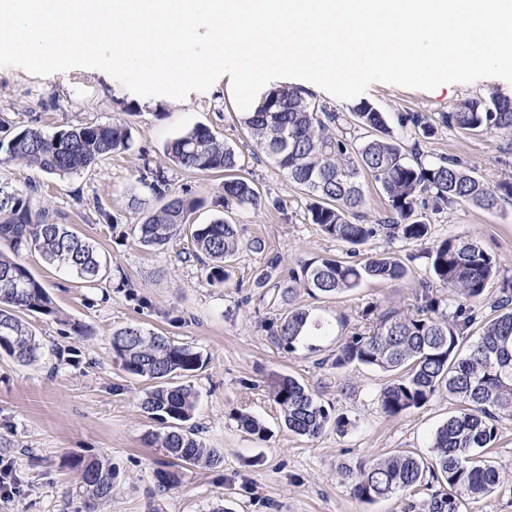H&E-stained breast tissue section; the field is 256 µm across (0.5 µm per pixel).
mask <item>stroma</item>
Instances as JSON below:
<instances>
[{"label":"stroma","instance_id":"obj_1","mask_svg":"<svg viewBox=\"0 0 512 512\" xmlns=\"http://www.w3.org/2000/svg\"><path fill=\"white\" fill-rule=\"evenodd\" d=\"M491 95L512 99V83L485 78L429 92L375 83L361 100L384 113L404 147L420 146L429 161L458 159L494 187L512 183V134H463L439 122L462 100ZM416 112L437 120L432 137L412 126L409 117ZM0 117L11 127L48 135L78 122L121 121L132 132L129 149L65 178L0 160V184L18 190L31 182L44 186L41 206L92 242L106 265L101 280L88 286L48 266L40 253L22 254L60 317L28 318L43 345L38 362L0 355V469L8 468L16 487L13 495L0 496V512H84L74 467L80 459H103L112 467V495L98 502L96 512H427L423 491L360 500L340 470L401 451L431 457L436 429L460 410V402L442 392L426 406L389 417L377 401L387 374L358 365L335 369L328 359L348 336L367 327L364 313L371 306L413 310L429 272L428 246L449 237L475 238L496 258L499 272L486 290L488 300L475 307L478 315L489 314V300L512 282V205L487 210L458 202L428 212L429 243L391 242L379 235L353 250L311 223L310 197L246 137L223 84L182 102L149 105L100 69L37 76L0 67ZM197 124L235 149L262 193L261 206H222L218 178L183 170L165 157L167 142ZM148 166L164 168L171 193L203 200L194 223L227 218L243 241L263 240L264 251L241 250L229 263L227 282L217 286L206 279L202 261L185 259L186 234L160 248L139 244L131 230L140 220L133 202L149 197L141 181ZM349 252L360 260L395 253L409 273L334 297L298 289L294 305L309 309L327 331L295 351L279 348L273 325L284 311L280 290L290 272L315 258ZM273 258L278 268L265 287H257V276ZM73 321L85 324L88 336L74 335ZM130 324L194 347L206 358L186 379L198 394L192 422L207 447L223 451L224 460L179 470L178 484L166 490L155 472L168 458L150 437L167 425L143 412L147 382L127 374L113 355V331ZM274 372L295 377L333 414L345 417V430L330 426L312 439L288 431L268 386ZM246 413L263 422L267 438L242 429L239 417ZM488 457L498 484L479 498L464 499L460 512H512V420L499 423L497 446Z\"/></svg>","mask_w":512,"mask_h":512}]
</instances>
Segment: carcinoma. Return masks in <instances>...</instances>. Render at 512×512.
<instances>
[{
    "mask_svg": "<svg viewBox=\"0 0 512 512\" xmlns=\"http://www.w3.org/2000/svg\"><path fill=\"white\" fill-rule=\"evenodd\" d=\"M351 115L368 133L359 144L341 131L336 110L298 88L274 89L256 111L240 115V124L256 147L311 198V222L330 237L352 246L380 233L391 240L423 243L429 239L430 225L419 215L422 209L440 210L467 201L489 210L501 201H512V183L492 189L458 161L426 163L417 156L409 161L383 113L370 103H359ZM441 123L462 133H511L512 100L470 98L442 115ZM130 142L131 131L121 122H81L52 135L31 127L20 129L8 142L0 141V150L9 160L64 177L128 149ZM165 155L188 171L224 173L221 189L226 203L256 207L262 202L253 181L243 176L236 151L206 125L196 124L172 139ZM367 178L380 186L388 201L380 224H364L359 214L365 205ZM144 179L164 204L154 212L142 211L141 222L133 226L142 245L163 247L188 226L195 254L212 262L207 278L213 283L224 282L226 260L242 247L264 250L259 239L241 244L237 225L225 218L193 223L191 216L202 201L169 193L163 168L148 169ZM38 195L35 183L28 184L26 192L0 186V241L10 248L8 254L0 250V278L6 275L18 284L0 288V331H9V338H0V353L20 362L35 361L42 349L21 314L55 317L58 309L19 253L37 251L47 263L69 270L85 283L99 281L102 271L96 247L68 225L55 222L49 211L36 207ZM428 259L430 278L421 282L415 310L377 312L369 327L342 344L332 365H362L390 374L378 395L379 408L387 416L421 408L443 390L460 400L461 409L434 433L432 461L405 452L361 462L340 476L354 496L369 502L435 482L440 490L431 494L428 512H459L461 495L476 498L498 483L485 451L496 441L497 422L512 419V294L505 292L494 302V316L464 352V334L476 323L472 305L483 298L498 262L475 240L464 237L432 246ZM407 275L401 261L381 254L362 261L318 258L300 265L290 279L315 295L333 297L370 280H400ZM435 283L454 291L453 315L433 295ZM319 327L308 310L291 308L276 323L274 336L280 347L292 351L316 335ZM112 350L127 373L152 382L141 400L143 412L170 423L169 430L152 435V442L186 467L221 463L222 452L203 446L197 427L184 426L194 414L195 391L173 383L199 370L205 362L203 354L138 325L114 331ZM272 387L289 431L315 438L332 424L345 426L295 378L279 376ZM76 468L87 512H94L96 501L112 496V468L98 459L79 460Z\"/></svg>",
    "mask_w": 512,
    "mask_h": 512,
    "instance_id": "carcinoma-1",
    "label": "carcinoma"
}]
</instances>
